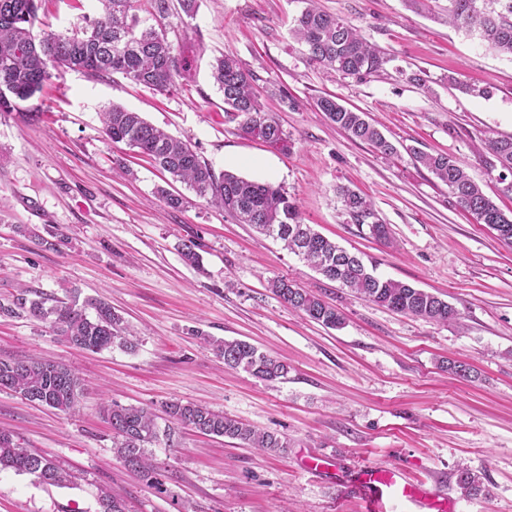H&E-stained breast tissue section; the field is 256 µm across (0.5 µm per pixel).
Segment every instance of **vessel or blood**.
<instances>
[{"instance_id": "1", "label": "vessel or blood", "mask_w": 512, "mask_h": 512, "mask_svg": "<svg viewBox=\"0 0 512 512\" xmlns=\"http://www.w3.org/2000/svg\"><path fill=\"white\" fill-rule=\"evenodd\" d=\"M355 487L367 504L368 512H384L389 500L410 501L419 512H450L452 505L430 491L414 486L397 473L368 467L358 473Z\"/></svg>"}]
</instances>
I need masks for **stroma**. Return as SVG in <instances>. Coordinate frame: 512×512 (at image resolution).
Here are the masks:
<instances>
[{"label": "stroma", "instance_id": "1", "mask_svg": "<svg viewBox=\"0 0 512 512\" xmlns=\"http://www.w3.org/2000/svg\"><path fill=\"white\" fill-rule=\"evenodd\" d=\"M347 16L385 57L364 77L330 75L307 59L290 28L305 0H198L172 19L181 62L171 92L121 75L69 70L0 112V303L20 288L65 301L100 299L138 333L139 346L80 350L48 324L0 315V359L65 365L84 382L64 415L0 389V428L67 470L66 486L0 471V512H97L100 490L127 512H364L358 470L400 471L447 495L455 512H512V246L458 208L415 151L445 152L495 194L497 170L474 153L487 135H512V56L449 26L448 0H318ZM97 0H39L38 18L68 34L100 17ZM257 75L266 110L291 135L285 153L244 136L224 115L211 78L221 56ZM467 84L488 88L478 97ZM366 113L396 145L377 154L336 127L316 101ZM118 105L189 141L215 173L282 185L303 223L375 264L376 273L438 294L460 321L438 324L364 301L325 279L280 242L199 198L174 209L155 190L185 193L146 159L106 136L100 114ZM367 194L393 244L351 224L337 186ZM199 245V266L184 243ZM286 277L344 317L338 329L306 319L267 282ZM243 340L287 363L269 383L225 368L214 344ZM477 376L448 373L445 360ZM195 403L287 436L270 455L177 426L149 445L167 493L112 453L103 405ZM319 461L313 469L311 461ZM469 469L486 495L461 496Z\"/></svg>", "mask_w": 512, "mask_h": 512}]
</instances>
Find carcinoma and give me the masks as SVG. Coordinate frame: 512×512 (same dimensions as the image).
Instances as JSON below:
<instances>
[{
	"label": "carcinoma",
	"instance_id": "1",
	"mask_svg": "<svg viewBox=\"0 0 512 512\" xmlns=\"http://www.w3.org/2000/svg\"><path fill=\"white\" fill-rule=\"evenodd\" d=\"M38 0H0V111L13 110L41 91L53 73L64 69L82 70L101 77L120 74L124 78L167 92L179 74V59L168 40L166 20L194 16L197 0H98L104 17L90 22L70 35L34 32ZM448 24L475 32L483 45L498 54L512 56V0H448ZM291 32L305 45L310 62L339 76L361 78L378 72L385 63L380 51L348 19L326 13L309 0V6L295 18ZM224 96V114L238 124L247 137L283 150L292 147L290 135L277 119L266 112L254 89L255 73L238 59L216 60L212 73ZM317 106L351 138L366 143L383 155L397 152L395 145L371 123L365 113L356 112L336 99L321 97ZM106 136L148 156L171 177L184 183L196 197L221 206L239 223L251 224L266 235L272 226L283 232L279 241L289 252L307 262L324 278L349 289L358 298L405 316L448 325L460 318L458 310L438 295L412 284L376 276L364 261L301 223L294 198L279 184L257 182L234 172L220 175L202 162L191 144L174 138L148 123L137 112L113 106L103 112ZM483 149L502 168L496 179V194L512 197V137L487 136ZM415 158L436 179L448 187L456 205L497 232L512 245V212H504L467 172L466 164L444 153H415ZM349 222L367 226L370 235L390 243V229L372 200L348 187L337 189ZM272 293L290 308L329 329L343 324V316L307 289L283 277L270 281ZM93 309L89 314L87 309ZM26 313L49 324L56 335L83 350H103L115 345L132 350L137 339L121 315L103 301L88 306L58 301L46 306L42 297L24 291L7 303L0 314ZM224 367L241 369L267 382L285 379L289 367L243 340L216 344ZM21 394L25 399L60 413L74 411L83 393L81 378L68 367L30 358L23 361L0 359V389ZM171 422L204 434L234 439L250 448L276 455L286 451L288 438L243 423L207 406L179 401L165 404ZM104 420L114 432L115 458L140 472L152 484L155 471L147 446L157 441L160 431L153 412L140 406L114 404L102 409ZM12 469L33 475L50 474L51 485L62 486L69 474L54 460L28 451L13 434L0 430V470ZM462 496L485 493L480 477L469 469L457 475ZM98 512H125L123 501L108 492L98 498Z\"/></svg>",
	"mask_w": 512,
	"mask_h": 512
}]
</instances>
